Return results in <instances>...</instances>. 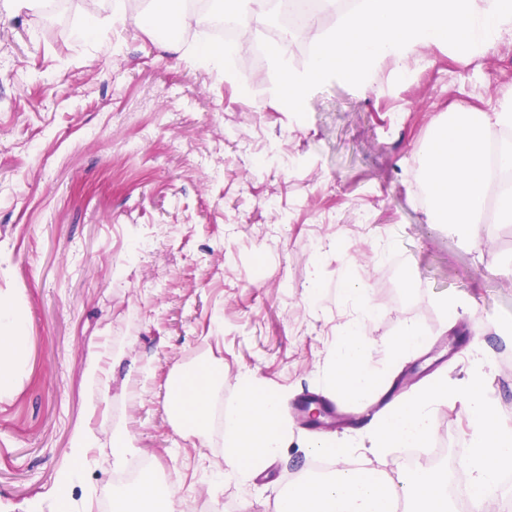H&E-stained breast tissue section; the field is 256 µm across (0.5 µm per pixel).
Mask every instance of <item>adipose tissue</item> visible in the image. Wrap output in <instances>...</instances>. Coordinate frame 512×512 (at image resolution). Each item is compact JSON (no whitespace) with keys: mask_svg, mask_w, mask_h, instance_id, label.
I'll list each match as a JSON object with an SVG mask.
<instances>
[{"mask_svg":"<svg viewBox=\"0 0 512 512\" xmlns=\"http://www.w3.org/2000/svg\"><path fill=\"white\" fill-rule=\"evenodd\" d=\"M26 320L11 292L0 290V400L19 388L28 366ZM369 338L366 320H348L341 341L330 355L324 377L334 394L360 401L375 387L376 372L368 363ZM470 374L461 384L437 379L425 388L397 397L370 427L371 454L381 458L395 448L428 447L434 434L432 412L440 404H461L475 427L470 435V452L464 468L471 488L469 512H484L485 502L499 490L501 477L512 470V423L506 421L485 389L486 355L475 348ZM181 383L172 389L169 412L176 415L188 434L207 439L209 399L224 379L212 363L179 367ZM261 381L252 375L242 378L238 398L225 411L224 474L247 482L254 474V457L272 460L288 446V430L282 420L281 401L261 395ZM307 455L340 459L341 467L328 480H302L281 496L276 512H393L403 501L406 512H450L446 469L414 468L392 479L364 467L353 469L344 461L357 450L353 443H336L330 438L310 439ZM170 486L143 477L113 495L112 512H148L149 505L170 506Z\"/></svg>","mask_w":512,"mask_h":512,"instance_id":"adipose-tissue-1","label":"adipose tissue"}]
</instances>
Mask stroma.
I'll list each match as a JSON object with an SVG mask.
<instances>
[{
  "instance_id": "stroma-1",
  "label": "stroma",
  "mask_w": 512,
  "mask_h": 512,
  "mask_svg": "<svg viewBox=\"0 0 512 512\" xmlns=\"http://www.w3.org/2000/svg\"><path fill=\"white\" fill-rule=\"evenodd\" d=\"M115 7H98L107 36L82 38V0L52 23L44 9L0 0V289L27 320L31 369L0 401V512H59L68 463L72 512H102L118 428L150 460V476L175 487L174 512H276L310 472L301 443L311 429L289 423L288 448L249 483H214L224 436L176 429L168 381L210 359L224 369L215 401H234L253 374L291 408L325 393L330 351L362 311L378 388L464 378L478 342L491 351L487 390L512 420V366L498 357L512 334V281L501 270L512 224L475 247L428 223L415 167L448 109L487 111L512 90V30L468 59L429 45L404 79L386 60L366 85L328 81L300 120L273 98L268 61L242 54L236 80H225L177 57L206 45L207 27L179 28L170 41L114 22ZM358 213L367 223H354ZM380 249L400 265L375 260ZM346 279L366 305L343 294ZM449 296L476 306L448 315ZM409 322L424 343L389 358ZM92 353L103 374L89 388ZM79 427L98 441L74 464Z\"/></svg>"
}]
</instances>
